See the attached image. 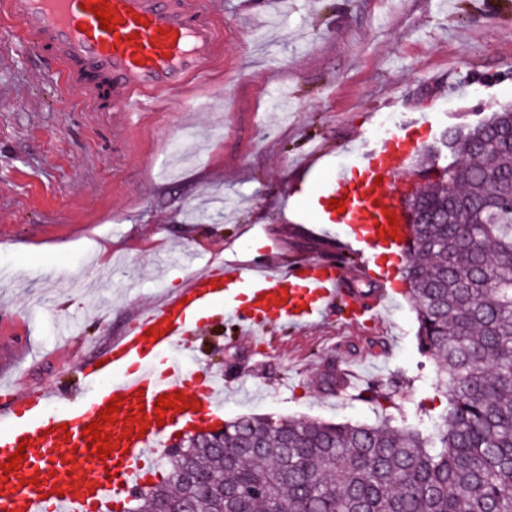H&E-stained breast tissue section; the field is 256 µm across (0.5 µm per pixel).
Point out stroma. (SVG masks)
Masks as SVG:
<instances>
[{"mask_svg": "<svg viewBox=\"0 0 512 512\" xmlns=\"http://www.w3.org/2000/svg\"><path fill=\"white\" fill-rule=\"evenodd\" d=\"M224 45L208 82L165 112H97L0 19V359L14 387L74 383L127 334L138 308L178 290L180 249L229 262L295 224L284 259L330 256L314 228L317 184L356 174L375 130L408 128L419 149L449 127L512 105V0H208ZM404 279L388 327L328 321L253 340L233 326L191 337L224 375L216 423L241 416L432 428L446 406ZM381 340L378 347L367 337ZM356 361L355 387L327 395L328 363ZM395 385L392 405L365 402Z\"/></svg>", "mask_w": 512, "mask_h": 512, "instance_id": "35a3bbf8", "label": "stroma"}]
</instances>
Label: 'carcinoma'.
<instances>
[{
    "label": "carcinoma",
    "instance_id": "obj_1",
    "mask_svg": "<svg viewBox=\"0 0 512 512\" xmlns=\"http://www.w3.org/2000/svg\"><path fill=\"white\" fill-rule=\"evenodd\" d=\"M405 279L447 406L405 424L241 417L188 437L133 512H512V107L445 131ZM319 387L342 390L340 369ZM370 384L366 399L391 401Z\"/></svg>",
    "mask_w": 512,
    "mask_h": 512
}]
</instances>
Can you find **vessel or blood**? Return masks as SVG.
Returning a JSON list of instances; mask_svg holds the SVG:
<instances>
[{
    "mask_svg": "<svg viewBox=\"0 0 512 512\" xmlns=\"http://www.w3.org/2000/svg\"><path fill=\"white\" fill-rule=\"evenodd\" d=\"M97 6L112 14V28H101ZM0 13L18 20L53 58L64 84L80 87L95 105L107 90L113 111L127 114L160 112L186 98L194 83L208 80L224 43L222 24L198 0H0ZM403 141L402 133H387L373 148L383 166L363 158L359 182L338 172L315 191L319 223L343 225L342 249L358 255L356 264L314 258L279 265L274 256L285 239L277 237L260 255L225 271L198 270L184 288L138 309L131 332L114 337L84 367L78 387H35L0 405V464L24 453L18 470L0 483V512H111L142 487L180 417L203 419L223 409V377L193 367L188 339L208 327L199 311L220 309L238 331L264 335L274 320L296 329L342 315L353 282L383 281L371 266L372 252L399 248L406 237L392 185L407 159ZM333 199L343 200L344 212L330 208ZM233 286L249 289L247 305L228 301ZM177 393L187 410L157 414L159 396ZM116 400L113 421L102 423L111 443L102 458L83 430ZM79 461L94 469L92 479L72 477Z\"/></svg>",
    "mask_w": 512,
    "mask_h": 512,
    "instance_id": "b4317fda",
    "label": "vessel or blood"
}]
</instances>
